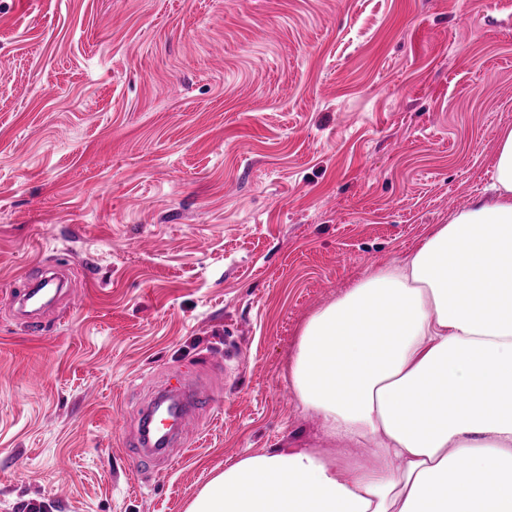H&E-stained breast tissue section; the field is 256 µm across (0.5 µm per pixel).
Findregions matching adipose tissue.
Returning a JSON list of instances; mask_svg holds the SVG:
<instances>
[{"instance_id": "1", "label": "adipose tissue", "mask_w": 512, "mask_h": 512, "mask_svg": "<svg viewBox=\"0 0 512 512\" xmlns=\"http://www.w3.org/2000/svg\"><path fill=\"white\" fill-rule=\"evenodd\" d=\"M494 167L492 196L303 324L291 384L336 449L239 458L186 512H512L511 129Z\"/></svg>"}]
</instances>
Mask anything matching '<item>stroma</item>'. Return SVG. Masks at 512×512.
<instances>
[{
    "label": "stroma",
    "mask_w": 512,
    "mask_h": 512,
    "mask_svg": "<svg viewBox=\"0 0 512 512\" xmlns=\"http://www.w3.org/2000/svg\"><path fill=\"white\" fill-rule=\"evenodd\" d=\"M512 0H0V512H186L327 448L300 329L493 183ZM65 261L30 332L12 299ZM187 451L138 470L155 389Z\"/></svg>",
    "instance_id": "stroma-1"
}]
</instances>
